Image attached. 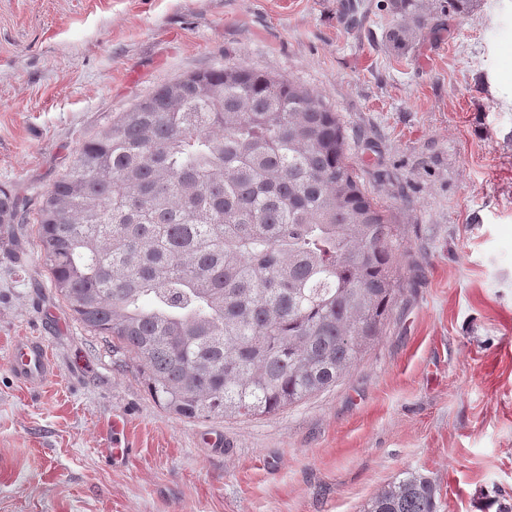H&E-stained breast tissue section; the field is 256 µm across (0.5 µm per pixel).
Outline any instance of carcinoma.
<instances>
[{
	"label": "carcinoma",
	"instance_id": "carcinoma-1",
	"mask_svg": "<svg viewBox=\"0 0 512 512\" xmlns=\"http://www.w3.org/2000/svg\"><path fill=\"white\" fill-rule=\"evenodd\" d=\"M403 53L434 31L387 0ZM317 94L245 64L188 74L85 140L36 213L52 284L84 329L129 350L186 419L283 410L335 385L384 334L398 233ZM0 187V242L23 250ZM363 512H436L403 472Z\"/></svg>",
	"mask_w": 512,
	"mask_h": 512
}]
</instances>
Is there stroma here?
<instances>
[{
  "mask_svg": "<svg viewBox=\"0 0 512 512\" xmlns=\"http://www.w3.org/2000/svg\"><path fill=\"white\" fill-rule=\"evenodd\" d=\"M0 0V186L26 251L0 247V512H362L405 471L437 512L512 505V0L391 53L385 0ZM247 64L323 96L400 233L404 290L336 386L284 411L188 420L131 354L86 332L41 260L34 217L80 144L179 76ZM42 337L54 376L9 375ZM136 450L108 467L105 417Z\"/></svg>",
  "mask_w": 512,
  "mask_h": 512,
  "instance_id": "stroma-1",
  "label": "stroma"
}]
</instances>
